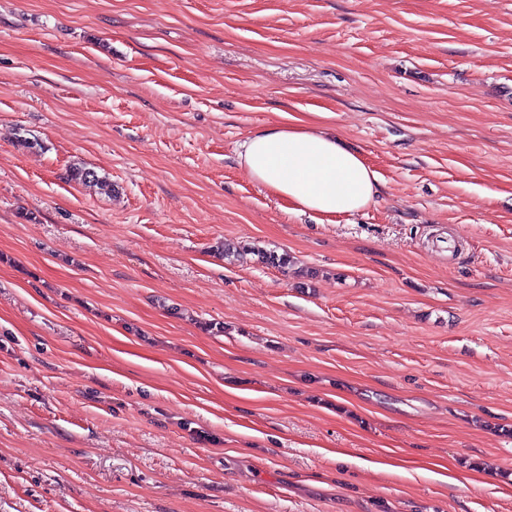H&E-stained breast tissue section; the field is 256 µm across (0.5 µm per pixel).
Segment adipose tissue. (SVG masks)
Returning a JSON list of instances; mask_svg holds the SVG:
<instances>
[{"mask_svg":"<svg viewBox=\"0 0 512 512\" xmlns=\"http://www.w3.org/2000/svg\"><path fill=\"white\" fill-rule=\"evenodd\" d=\"M238 159L251 179L326 221L366 208L381 178L335 133L315 124H279L249 136Z\"/></svg>","mask_w":512,"mask_h":512,"instance_id":"1","label":"adipose tissue"}]
</instances>
